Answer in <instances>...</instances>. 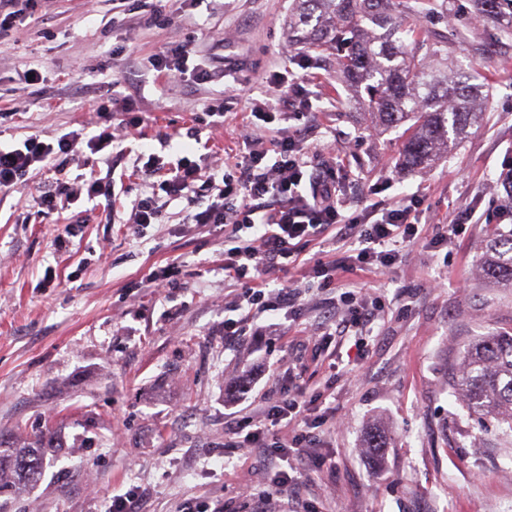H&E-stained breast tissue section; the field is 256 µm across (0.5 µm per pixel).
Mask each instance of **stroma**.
Instances as JSON below:
<instances>
[{
    "instance_id": "stroma-1",
    "label": "stroma",
    "mask_w": 512,
    "mask_h": 512,
    "mask_svg": "<svg viewBox=\"0 0 512 512\" xmlns=\"http://www.w3.org/2000/svg\"><path fill=\"white\" fill-rule=\"evenodd\" d=\"M291 0H215L185 26L146 19L159 0H39L0 38V146L29 137L54 141L96 134L113 90L133 95L141 121L110 160L83 150L68 178L112 180L113 210L80 197L70 211L87 222L70 231L68 211L35 202L47 174L0 198V433L23 447L45 428L58 447L34 484L0 480V512H107L112 497L136 492L144 512L222 507L250 512L239 494L268 482L261 458L231 437L242 415L258 416L289 383L314 398L325 424L313 429L331 468L311 474L301 499L310 512H512V435L472 415L448 384L476 338L512 333V289L480 268L492 223L467 225L446 243L449 214L470 204L494 215L512 202L499 175L512 168V50L480 55L469 46L485 28L470 14L448 22V57L489 92L479 127L423 169L400 162V131H378L336 77L334 58L291 46ZM123 25L113 26V17ZM195 40L210 65L237 64L243 83L167 82L146 65L166 48ZM306 65L303 83L317 111L262 120L271 71ZM39 80H30V71ZM223 105L211 125L206 106ZM200 130V140L190 139ZM303 130L310 154L335 143L332 162L349 209L389 208L416 197L425 239L384 273H363L381 306L363 354L354 337L322 333L339 282L324 285L289 266L272 287L296 284L301 309L279 335L253 318L240 341L224 340V305L241 293L224 276V230L184 223L207 204L206 190L162 207L160 223L133 234L125 224L145 189L135 159L146 151L211 170L234 163L246 136L264 140ZM166 272L169 287L147 285ZM389 446L376 460L372 428Z\"/></svg>"
}]
</instances>
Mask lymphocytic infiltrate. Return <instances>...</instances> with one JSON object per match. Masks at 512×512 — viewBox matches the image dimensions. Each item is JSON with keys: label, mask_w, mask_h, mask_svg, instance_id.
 <instances>
[{"label": "lymphocytic infiltrate", "mask_w": 512, "mask_h": 512, "mask_svg": "<svg viewBox=\"0 0 512 512\" xmlns=\"http://www.w3.org/2000/svg\"><path fill=\"white\" fill-rule=\"evenodd\" d=\"M153 67L165 78L181 82L205 83L217 76L190 42L170 48L166 56L155 59ZM114 142L112 125L107 122L86 140L68 132L53 142L31 137L22 147L0 149V193L26 181L31 173L49 169L56 179L39 195L41 206L56 208L80 192L91 200L111 199V184L94 177L75 184L66 181L64 174L79 144H86L95 154ZM246 148L240 162L220 173H203L199 163L186 157L174 163L148 157L143 169L149 178V193L134 202L128 218L136 231L158 223L161 209L154 190L178 199L193 192L200 178L218 184L217 195L189 213L188 219L193 224L223 228L224 275L244 284L235 304L236 310L244 312V319L294 309L299 300L296 289L286 285L270 288L268 278L274 270L294 264L309 245L345 246L342 260L320 261L312 269L314 277L330 281L372 269L389 270L401 258L404 247L421 241L417 199L384 211L374 207L348 211L335 171L314 169L300 134L282 136L269 148L263 140H250ZM271 150L277 159L267 167L263 161ZM339 300L345 311L338 317L326 316V335L342 337L352 328L369 332L379 314L378 301L358 296L353 290L342 292ZM244 319L225 320L227 340L243 335ZM309 411L302 389L297 388L267 406L262 418L243 417L233 429L239 446L259 449L265 464L274 471L270 488L247 490L253 512H268L267 506L273 501L279 504L277 512H297L304 480L320 462L307 452L313 443L309 433L296 435L287 443L280 440L278 431L293 423L308 424Z\"/></svg>", "instance_id": "lymphocytic-infiltrate-1"}]
</instances>
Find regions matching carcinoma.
<instances>
[{
  "mask_svg": "<svg viewBox=\"0 0 512 512\" xmlns=\"http://www.w3.org/2000/svg\"><path fill=\"white\" fill-rule=\"evenodd\" d=\"M496 22L492 39L512 44V0H470ZM454 0H292L288 39L303 49L336 57V73L384 130L403 128L402 158L424 168L478 126L488 98L466 77L448 76V36L426 33L422 19L448 15ZM484 275L512 288V227L483 246ZM449 385L466 407L512 431V334L483 336L469 345ZM42 433L26 448L0 438V472L27 483L40 479Z\"/></svg>",
  "mask_w": 512,
  "mask_h": 512,
  "instance_id": "cac0c4a2",
  "label": "carcinoma"
}]
</instances>
